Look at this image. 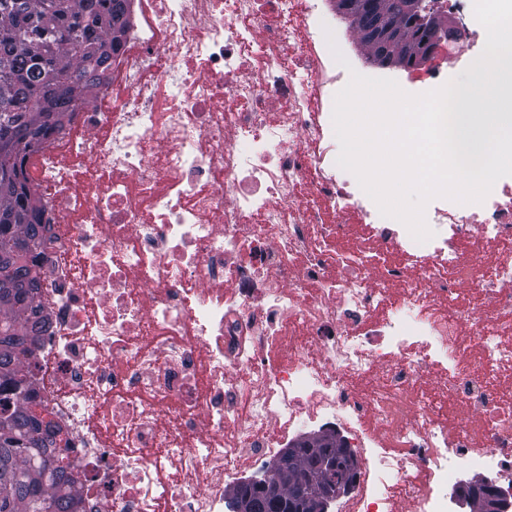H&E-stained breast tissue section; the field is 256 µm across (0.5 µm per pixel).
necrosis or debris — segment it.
<instances>
[{"label":"necrosis or debris","mask_w":512,"mask_h":512,"mask_svg":"<svg viewBox=\"0 0 512 512\" xmlns=\"http://www.w3.org/2000/svg\"><path fill=\"white\" fill-rule=\"evenodd\" d=\"M117 69L25 160L51 327L24 368L81 512H231L335 426L330 512L512 500V176L416 241L335 163L328 0H137ZM484 46L474 0H437Z\"/></svg>","instance_id":"4bbe7bcc"}]
</instances>
